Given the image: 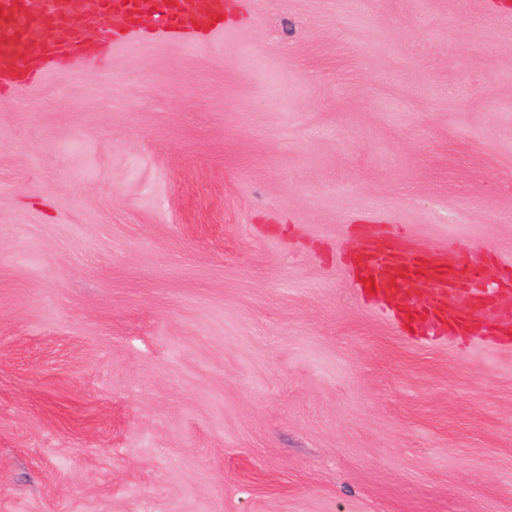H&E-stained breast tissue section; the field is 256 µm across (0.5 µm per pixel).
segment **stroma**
Listing matches in <instances>:
<instances>
[{
  "instance_id": "1",
  "label": "stroma",
  "mask_w": 512,
  "mask_h": 512,
  "mask_svg": "<svg viewBox=\"0 0 512 512\" xmlns=\"http://www.w3.org/2000/svg\"><path fill=\"white\" fill-rule=\"evenodd\" d=\"M0 87V512H512V342L363 298L368 217L512 283V18L240 0Z\"/></svg>"
}]
</instances>
